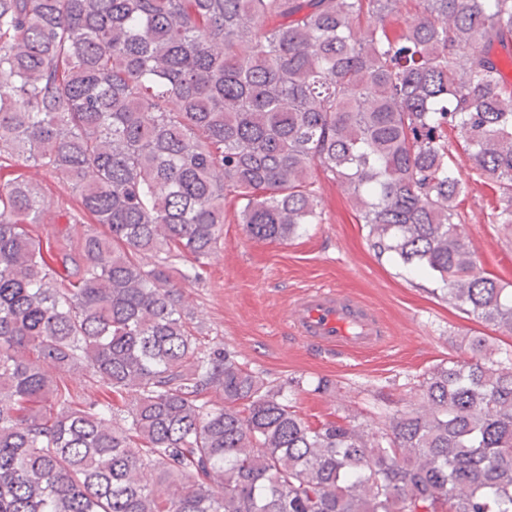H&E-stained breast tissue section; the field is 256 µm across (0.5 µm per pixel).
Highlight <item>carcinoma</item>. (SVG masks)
Returning a JSON list of instances; mask_svg holds the SVG:
<instances>
[{
  "mask_svg": "<svg viewBox=\"0 0 512 512\" xmlns=\"http://www.w3.org/2000/svg\"><path fill=\"white\" fill-rule=\"evenodd\" d=\"M400 2L0 0V512H512V356L486 337L377 430L314 427L195 335L173 280L200 278L230 195L258 241L321 223L322 175L376 256L512 335L448 141L512 235V0H417L397 32ZM16 158L105 231L42 240Z\"/></svg>",
  "mask_w": 512,
  "mask_h": 512,
  "instance_id": "carcinoma-1",
  "label": "carcinoma"
}]
</instances>
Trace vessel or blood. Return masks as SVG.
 Returning <instances> with one entry per match:
<instances>
[{
	"label": "vessel or blood",
	"mask_w": 512,
	"mask_h": 512,
	"mask_svg": "<svg viewBox=\"0 0 512 512\" xmlns=\"http://www.w3.org/2000/svg\"><path fill=\"white\" fill-rule=\"evenodd\" d=\"M291 322L297 334L340 354L375 346L385 334L371 309L331 290L304 294L291 310Z\"/></svg>",
	"instance_id": "1"
}]
</instances>
